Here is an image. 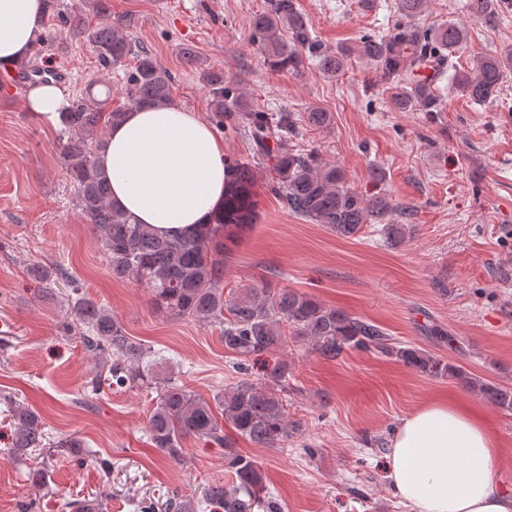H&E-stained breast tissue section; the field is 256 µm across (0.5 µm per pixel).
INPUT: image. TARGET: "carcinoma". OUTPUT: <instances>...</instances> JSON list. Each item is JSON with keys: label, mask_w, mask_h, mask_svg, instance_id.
I'll list each match as a JSON object with an SVG mask.
<instances>
[{"label": "carcinoma", "mask_w": 512, "mask_h": 512, "mask_svg": "<svg viewBox=\"0 0 512 512\" xmlns=\"http://www.w3.org/2000/svg\"><path fill=\"white\" fill-rule=\"evenodd\" d=\"M426 2L397 0L403 22L384 36L367 35L360 40L358 52L392 85V107L399 112L439 111L441 99L433 82L423 76L425 68L433 69L436 78L449 76L451 83L477 103L496 101L506 72L512 70V49L480 56L467 71L457 69L453 58L466 40L465 28L450 22L431 32L417 29L414 21ZM467 7L474 18L493 22L496 14L512 7V0H469ZM65 23L72 31L87 34L104 69L121 66L130 56L136 59V65L124 72L128 108H164L172 103L171 74L160 68L146 49L134 50L119 25L89 31L77 15ZM250 26L253 41L275 70L301 75L308 59L325 76H335L343 67L344 52L321 49L296 0H265L264 9L253 15ZM201 78L216 123L243 132L252 142L255 156L271 162L272 190L288 210L343 238L356 236L368 224L382 225L380 232L395 243L409 232L407 224L389 223L396 210L390 199L352 189L344 172L326 163L317 151L288 147V139L296 133L290 114L251 108L243 93L234 92L224 81L221 68H205ZM126 112L127 108L104 112L80 97L62 113L61 125L72 134L63 147V159L76 185L80 209L95 231L112 278L144 284L155 308L172 317L219 330L224 350L237 357L241 374L232 387L207 401L161 374L159 353L128 335L111 311L82 297L69 303L71 319L64 330L78 335L87 352L109 365L108 382L155 390L147 427L153 447L178 462L185 456L183 441L191 436L224 449L227 479L207 485L197 498L171 492L166 512H277L266 500L262 465L239 453L235 436L265 448L285 449L288 438L298 431L288 421L281 397L288 391V361L278 360L266 369V382L261 385L252 380L249 369L251 359L285 349L290 337L308 342L326 360H335L347 351H369L431 378L457 379L472 393L512 413L511 386L472 376L436 354L397 342L361 316L288 288L265 285L225 291L226 240L254 224L257 215L250 163L227 161L224 212L199 230L163 237L151 225L138 224L114 207L99 152L104 129L120 122ZM38 274L47 294L54 293L56 281L66 277L62 268H43ZM0 403L15 424L7 453L22 457L30 450L47 447L48 436L38 414L10 395L1 396ZM217 409L224 412V422L235 436L224 433Z\"/></svg>", "instance_id": "cac0c4a2"}]
</instances>
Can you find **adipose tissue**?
<instances>
[{"label":"adipose tissue","instance_id":"obj_1","mask_svg":"<svg viewBox=\"0 0 512 512\" xmlns=\"http://www.w3.org/2000/svg\"><path fill=\"white\" fill-rule=\"evenodd\" d=\"M44 15L45 0H0V69L29 55ZM25 106L54 124L68 100L42 83ZM100 166L113 204L162 236L211 223L224 207V143L200 113L177 104L126 112L107 132ZM499 465L480 413L452 399L402 417L386 455L387 477L411 512H512Z\"/></svg>","mask_w":512,"mask_h":512}]
</instances>
